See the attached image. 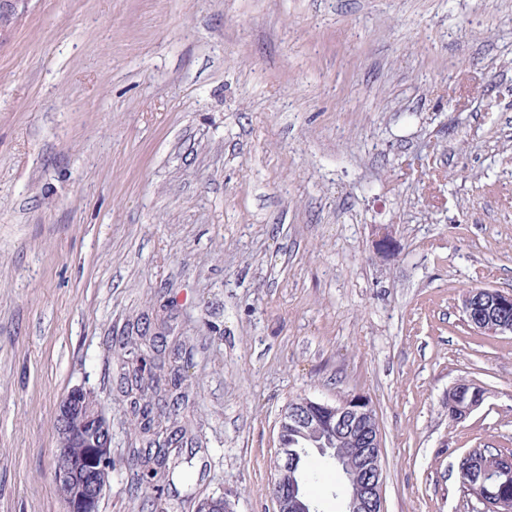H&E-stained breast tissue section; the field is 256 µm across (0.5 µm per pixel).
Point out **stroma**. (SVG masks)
Here are the masks:
<instances>
[{
    "instance_id": "obj_1",
    "label": "stroma",
    "mask_w": 512,
    "mask_h": 512,
    "mask_svg": "<svg viewBox=\"0 0 512 512\" xmlns=\"http://www.w3.org/2000/svg\"><path fill=\"white\" fill-rule=\"evenodd\" d=\"M475 286L512 292V0H30L0 38V512H64L76 385L112 419L100 512H148L118 354L169 301L196 442L168 512H275L289 400L354 394L385 512H482L458 461L512 451V335L470 329ZM486 393L478 394L473 392L469 396L456 397L449 405V415L455 421H461L477 409L485 400Z\"/></svg>"
}]
</instances>
